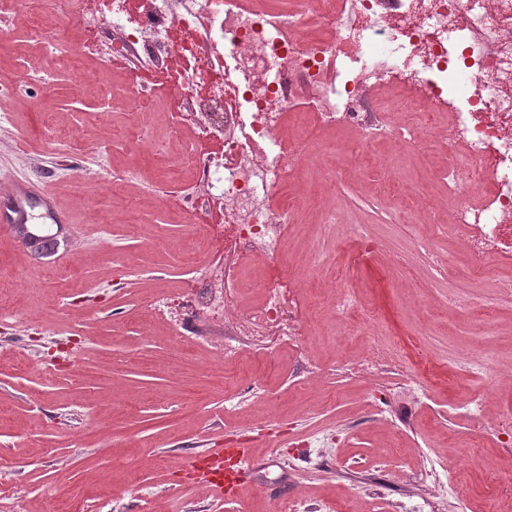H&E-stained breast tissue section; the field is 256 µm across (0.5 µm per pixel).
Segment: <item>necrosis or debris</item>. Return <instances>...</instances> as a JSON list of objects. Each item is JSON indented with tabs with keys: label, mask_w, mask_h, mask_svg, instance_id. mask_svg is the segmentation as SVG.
Masks as SVG:
<instances>
[{
	"label": "necrosis or debris",
	"mask_w": 512,
	"mask_h": 512,
	"mask_svg": "<svg viewBox=\"0 0 512 512\" xmlns=\"http://www.w3.org/2000/svg\"><path fill=\"white\" fill-rule=\"evenodd\" d=\"M103 4L122 36L93 53L133 55L137 37L151 32L187 64L188 91L205 85L224 97L223 111L210 112L194 135L196 145L216 138L224 144L200 162L206 190L223 208L224 284L203 287L209 272L201 267L196 287L161 295L152 310L175 315L177 328L185 327L188 307H199L235 331L224 344L228 359L240 349L237 337L260 345L300 335L294 282L261 281L257 307L242 304L240 285L251 261L278 254L298 223L302 200H276L275 190L326 151L318 135L325 127L359 136L355 167L326 175L338 189L357 170H399L371 155V145L393 140L422 148V132L449 114L448 162L435 175L458 200L449 220L423 210L416 193L391 180L380 179L379 195L395 197L412 223L454 234L471 279L488 278L490 262L512 263V0H288L283 8L268 0H144L138 10L131 0ZM298 81L309 123L286 142L280 131L301 112ZM383 88L396 94L379 117L366 103ZM390 366L404 381L415 371L388 337L356 361L357 371L373 377Z\"/></svg>",
	"instance_id": "1"
}]
</instances>
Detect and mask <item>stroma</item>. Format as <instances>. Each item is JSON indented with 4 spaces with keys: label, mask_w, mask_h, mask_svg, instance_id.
<instances>
[{
    "label": "stroma",
    "mask_w": 512,
    "mask_h": 512,
    "mask_svg": "<svg viewBox=\"0 0 512 512\" xmlns=\"http://www.w3.org/2000/svg\"><path fill=\"white\" fill-rule=\"evenodd\" d=\"M119 35L101 0L68 15L46 0H0V78L11 81L0 86V191L21 180L51 192L64 221L41 230L68 243L42 257L0 224L11 290L0 319V512H126L132 502L139 512H281L298 497L310 512H496L487 477L512 467V446L464 400L489 377L494 405L512 407V298H497L491 326L438 307L451 295L475 309L492 290L473 284L464 255L444 275L429 266L455 239L406 252L416 229L394 223L396 205L376 199L372 177L346 184L338 205L379 238V255L359 256L344 228L309 224L242 285L255 306L260 277L302 282L305 329L292 345L246 346L227 361L223 326L203 319L197 335H178L153 316L154 298L187 287L196 267L216 281L224 266L214 207L180 219L199 179L178 164L192 102L164 78L148 93L160 111H140V63L86 50ZM343 289L405 352L428 347L420 386L349 371L364 339L333 309ZM452 435L468 444L453 473ZM237 440L259 453L242 475L249 492L214 496L183 462Z\"/></svg>",
    "instance_id": "1"
}]
</instances>
